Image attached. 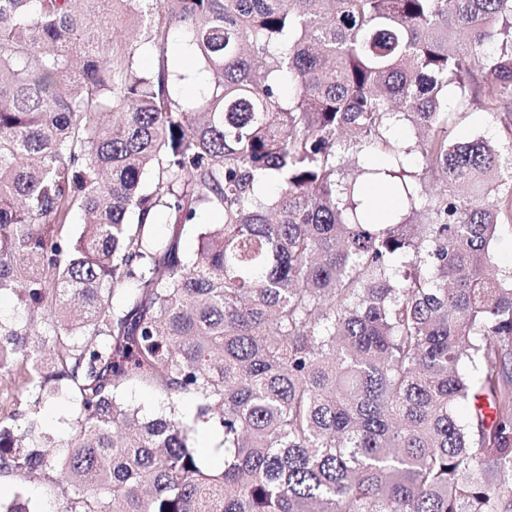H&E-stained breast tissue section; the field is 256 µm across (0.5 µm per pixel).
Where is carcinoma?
<instances>
[{
  "mask_svg": "<svg viewBox=\"0 0 512 512\" xmlns=\"http://www.w3.org/2000/svg\"><path fill=\"white\" fill-rule=\"evenodd\" d=\"M174 28L191 110L138 65ZM450 96L512 106V0H0V473L62 512H512V120L455 137ZM124 396L130 404L140 407L142 413L149 416L156 415L165 408L166 401L160 393L137 384L129 385ZM68 405L67 397L59 394L42 413L44 427L61 443H65L70 434ZM24 494L31 510L60 512L67 491L51 479L40 477L25 483Z\"/></svg>",
  "mask_w": 512,
  "mask_h": 512,
  "instance_id": "1",
  "label": "carcinoma"
}]
</instances>
